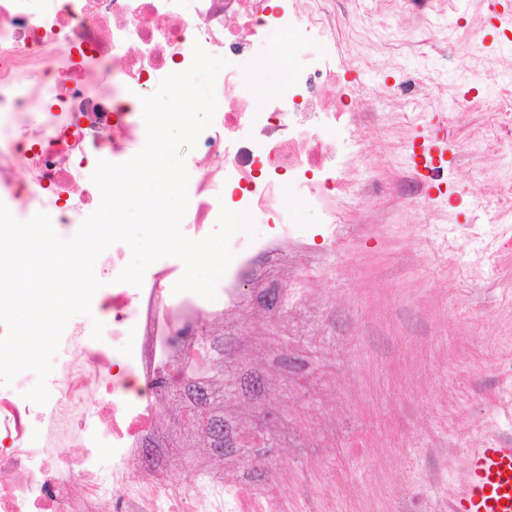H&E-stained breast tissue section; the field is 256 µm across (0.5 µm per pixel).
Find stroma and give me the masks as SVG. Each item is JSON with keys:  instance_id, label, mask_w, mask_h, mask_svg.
<instances>
[{"instance_id": "35a3bbf8", "label": "stroma", "mask_w": 512, "mask_h": 512, "mask_svg": "<svg viewBox=\"0 0 512 512\" xmlns=\"http://www.w3.org/2000/svg\"><path fill=\"white\" fill-rule=\"evenodd\" d=\"M357 13L379 32L335 47L339 59H358L367 99L357 109L413 111V102L392 98L387 87L425 67L446 103L449 138H473L498 89L461 77L439 44L457 29L460 51L480 41L483 67L512 82V40L496 29L486 0L444 7L436 19L437 46L423 56L396 55L388 44L387 34L408 23L402 13L382 0H359ZM348 208L377 211L378 222L332 254L327 269L308 268L328 312L319 335L297 334L284 319L259 324L250 312L230 315L240 357L262 378L277 417L259 422L257 402L244 396L225 398L224 412L254 429L258 441L214 456L204 438L182 427L179 409L160 408L163 431L189 446L170 460L184 491H192L198 468L217 465L274 481L288 512H315L322 503L332 512H397L406 487L419 512H436L451 499L466 465V435L512 423L484 399L501 358L512 351V259L503 261L498 282L478 288L462 273L464 254L437 257L416 238L417 225L436 221L431 205L378 197ZM289 350L309 358L303 374L280 370L276 357ZM356 432L368 434L372 447H351Z\"/></svg>"}]
</instances>
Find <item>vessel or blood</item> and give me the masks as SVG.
Listing matches in <instances>:
<instances>
[{
	"instance_id": "obj_1",
	"label": "vessel or blood",
	"mask_w": 512,
	"mask_h": 512,
	"mask_svg": "<svg viewBox=\"0 0 512 512\" xmlns=\"http://www.w3.org/2000/svg\"><path fill=\"white\" fill-rule=\"evenodd\" d=\"M449 512H512V442L484 440L469 464Z\"/></svg>"
}]
</instances>
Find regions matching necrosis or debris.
Here are the masks:
<instances>
[{"mask_svg": "<svg viewBox=\"0 0 512 512\" xmlns=\"http://www.w3.org/2000/svg\"><path fill=\"white\" fill-rule=\"evenodd\" d=\"M326 0H0V202L26 221L32 209L64 229L98 207L90 176L105 155L120 157L146 136L140 96L187 69L193 45L223 55L218 107L186 162L193 172L184 234L203 238L221 208L249 214L254 233L230 240L232 261L207 300L174 293L183 270L153 263L141 287L117 282L129 248L114 244L96 265L100 279L92 316L73 317L48 379L50 399L23 394L36 382L19 374L0 385V512H285L274 488L207 469L193 494L172 478L174 451L158 446V403L175 397L173 379L200 352L203 330L229 315L244 289L276 279L284 252L319 267L327 248L355 226L349 196L415 201L427 184L452 171L407 169L396 183L355 177L364 154L359 133L376 112H350L354 89L329 49L350 15ZM279 31L299 46L317 45L281 73L277 92L258 97L248 56ZM473 145L504 157L489 179L488 223L424 224L430 250L465 244L467 280L488 283L490 270L512 255V111L484 116ZM343 139H336V131ZM23 167L26 186L12 178ZM105 337L92 339V320Z\"/></svg>", "mask_w": 512, "mask_h": 512, "instance_id": "obj_1", "label": "necrosis or debris"}]
</instances>
